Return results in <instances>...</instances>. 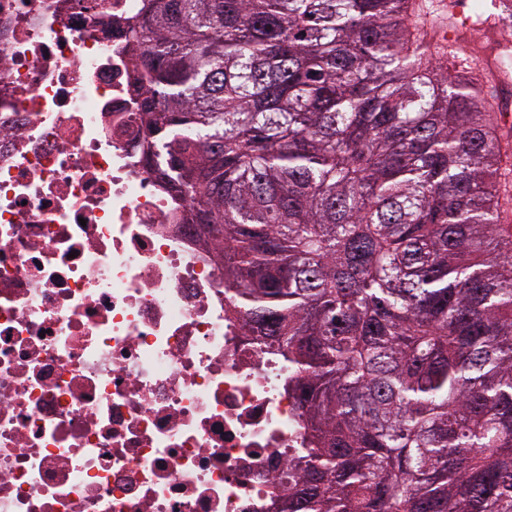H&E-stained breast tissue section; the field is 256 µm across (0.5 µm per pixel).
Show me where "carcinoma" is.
Segmentation results:
<instances>
[{
	"label": "carcinoma",
	"instance_id": "cac0c4a2",
	"mask_svg": "<svg viewBox=\"0 0 512 512\" xmlns=\"http://www.w3.org/2000/svg\"><path fill=\"white\" fill-rule=\"evenodd\" d=\"M456 4L144 0L128 26L149 160L288 365L281 512H512V126L444 73Z\"/></svg>",
	"mask_w": 512,
	"mask_h": 512
}]
</instances>
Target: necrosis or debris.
Returning <instances> with one entry per match:
<instances>
[{
  "instance_id": "necrosis-or-debris-1",
  "label": "necrosis or debris",
  "mask_w": 512,
  "mask_h": 512,
  "mask_svg": "<svg viewBox=\"0 0 512 512\" xmlns=\"http://www.w3.org/2000/svg\"><path fill=\"white\" fill-rule=\"evenodd\" d=\"M141 0H0V512H279L306 437L146 161Z\"/></svg>"
}]
</instances>
